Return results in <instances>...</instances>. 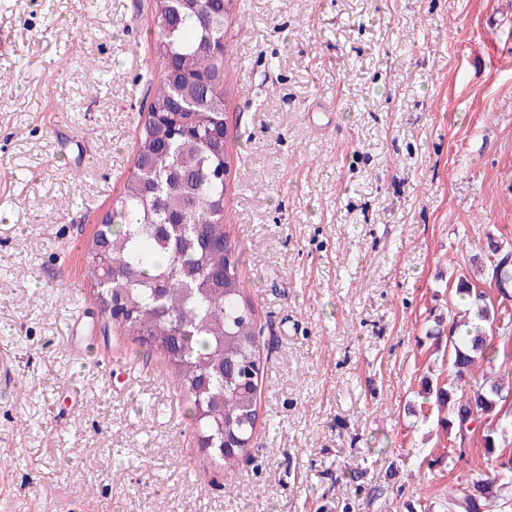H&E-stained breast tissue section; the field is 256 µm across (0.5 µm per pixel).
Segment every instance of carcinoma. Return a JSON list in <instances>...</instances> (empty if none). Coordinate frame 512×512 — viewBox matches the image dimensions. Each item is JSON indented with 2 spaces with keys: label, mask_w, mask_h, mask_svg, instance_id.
Here are the masks:
<instances>
[{
  "label": "carcinoma",
  "mask_w": 512,
  "mask_h": 512,
  "mask_svg": "<svg viewBox=\"0 0 512 512\" xmlns=\"http://www.w3.org/2000/svg\"><path fill=\"white\" fill-rule=\"evenodd\" d=\"M170 6L157 0L159 80L133 171L88 250L86 275L111 287L98 290L103 331L112 322L167 359L228 481L255 451L263 340L244 293L239 249L224 224V53L209 50L224 38V0L179 4L176 14ZM481 271L501 298L512 296V250L489 240ZM454 293L476 309L477 321L435 319L426 335L448 333V378L440 385L426 378L423 390L437 408L450 409L443 426L459 451L448 456L450 465L463 458L470 425L493 424L484 437L489 470L448 486V512H483L492 488L512 483V456L496 453L512 430V388L475 375L488 347L485 324L498 312L464 275Z\"/></svg>",
  "instance_id": "1"
}]
</instances>
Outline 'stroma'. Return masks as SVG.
I'll return each mask as SVG.
<instances>
[{
    "label": "stroma",
    "mask_w": 512,
    "mask_h": 512,
    "mask_svg": "<svg viewBox=\"0 0 512 512\" xmlns=\"http://www.w3.org/2000/svg\"><path fill=\"white\" fill-rule=\"evenodd\" d=\"M160 65L155 0H0V512H445L485 431L451 467L407 408L448 376L451 280L512 248V0H232L224 219L264 377L231 486L86 276Z\"/></svg>",
    "instance_id": "35a3bbf8"
}]
</instances>
